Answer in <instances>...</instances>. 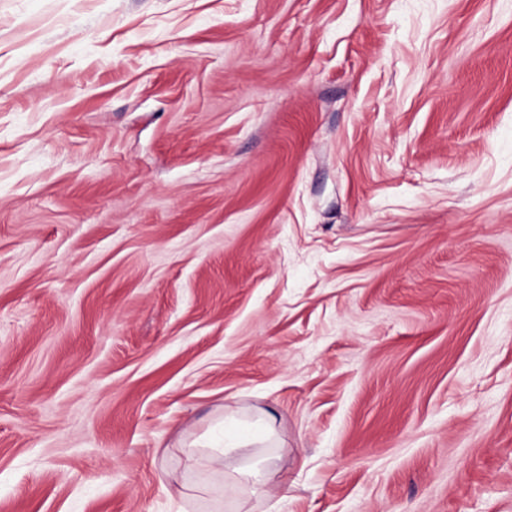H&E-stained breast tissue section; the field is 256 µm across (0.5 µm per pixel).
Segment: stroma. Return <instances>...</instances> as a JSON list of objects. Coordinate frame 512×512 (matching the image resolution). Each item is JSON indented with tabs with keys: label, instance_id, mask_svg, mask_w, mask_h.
I'll return each instance as SVG.
<instances>
[{
	"label": "stroma",
	"instance_id": "obj_1",
	"mask_svg": "<svg viewBox=\"0 0 512 512\" xmlns=\"http://www.w3.org/2000/svg\"><path fill=\"white\" fill-rule=\"evenodd\" d=\"M0 512H512V0H0ZM275 434V420L272 415L264 414L253 422L235 421L234 427L225 430L218 442L211 444L210 457L204 458L205 465L208 462L217 460L218 455H224L227 448H243L246 445L271 439ZM224 442V444H223ZM260 463H264V465H260ZM235 472L239 478L251 483L254 489H256L265 485L269 480L270 461L267 458H263L258 462H248L237 468Z\"/></svg>",
	"mask_w": 512,
	"mask_h": 512
}]
</instances>
